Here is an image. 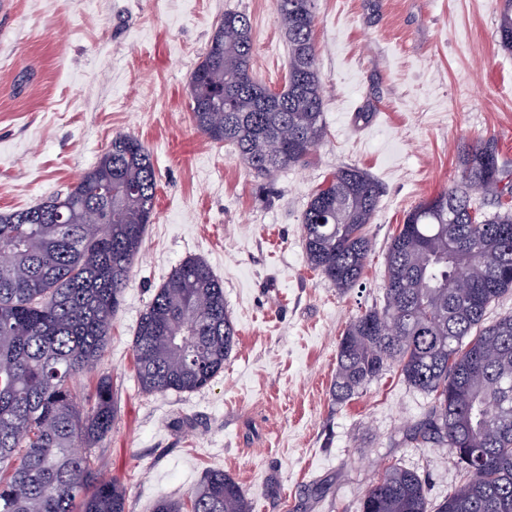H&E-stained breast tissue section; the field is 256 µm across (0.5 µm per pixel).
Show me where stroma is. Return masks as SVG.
Returning a JSON list of instances; mask_svg holds the SVG:
<instances>
[{
  "label": "stroma",
  "mask_w": 512,
  "mask_h": 512,
  "mask_svg": "<svg viewBox=\"0 0 512 512\" xmlns=\"http://www.w3.org/2000/svg\"><path fill=\"white\" fill-rule=\"evenodd\" d=\"M0 17V212L66 192L114 135L149 148L155 215L112 320L91 392L110 376L102 473L126 512L188 501L223 469L252 512H356L392 463L420 473L430 502L461 475L446 449L407 443L430 399L390 368L339 404L331 386L346 325L384 301L385 256L407 211L451 187L458 151L493 140L511 175L512 54L497 44L503 0H316L314 40L326 136L310 162L256 177L234 149L195 128L187 82L225 11L246 14L254 75L284 85L287 46L274 0H15ZM356 166L382 189L359 284L341 293L310 268L302 213L318 186ZM204 259L224 287L237 344L190 393H147L135 372L142 312L172 269Z\"/></svg>",
  "instance_id": "stroma-1"
}]
</instances>
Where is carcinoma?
<instances>
[{"mask_svg":"<svg viewBox=\"0 0 512 512\" xmlns=\"http://www.w3.org/2000/svg\"><path fill=\"white\" fill-rule=\"evenodd\" d=\"M288 78L272 90L252 71V26L227 11L190 75L193 122L231 144L256 176L307 162L324 138V101L313 32L315 0H276ZM512 52V0L497 24ZM458 184L411 209L386 257L385 299L354 317L336 353L339 403L390 367L431 397L406 441L445 447L461 481L429 507L425 481L394 463L360 498L358 512H512V314L487 323L512 290V211L485 213L475 191L497 193L508 171L496 145L461 158ZM149 149L118 134L64 194L0 213V512H125L126 492L101 476L92 448L112 430L110 377L86 400L74 379L101 358L112 318L138 259L156 198ZM380 198L366 172L343 166L302 214L311 268L346 292L372 250L367 227ZM237 331L209 265L174 267L141 315L135 371L148 393L193 392L223 370ZM153 512H251L224 470H208L189 503L159 498Z\"/></svg>","mask_w":512,"mask_h":512,"instance_id":"cac0c4a2","label":"carcinoma"}]
</instances>
